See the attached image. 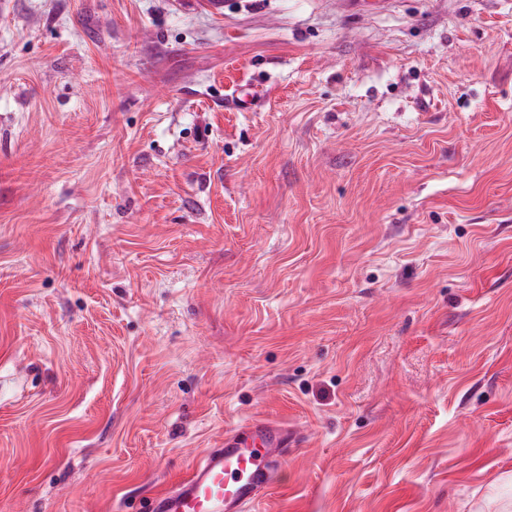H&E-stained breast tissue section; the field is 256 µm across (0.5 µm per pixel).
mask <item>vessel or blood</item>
<instances>
[{"instance_id": "obj_1", "label": "vessel or blood", "mask_w": 512, "mask_h": 512, "mask_svg": "<svg viewBox=\"0 0 512 512\" xmlns=\"http://www.w3.org/2000/svg\"><path fill=\"white\" fill-rule=\"evenodd\" d=\"M296 433L278 424L251 420L226 432L188 475L152 499L149 512H251L274 482Z\"/></svg>"}]
</instances>
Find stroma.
<instances>
[{
  "instance_id": "obj_1",
  "label": "stroma",
  "mask_w": 512,
  "mask_h": 512,
  "mask_svg": "<svg viewBox=\"0 0 512 512\" xmlns=\"http://www.w3.org/2000/svg\"><path fill=\"white\" fill-rule=\"evenodd\" d=\"M512 512V0H0V512ZM297 434L278 424L251 420L224 434L188 475L152 499L150 512H249L274 482Z\"/></svg>"
}]
</instances>
